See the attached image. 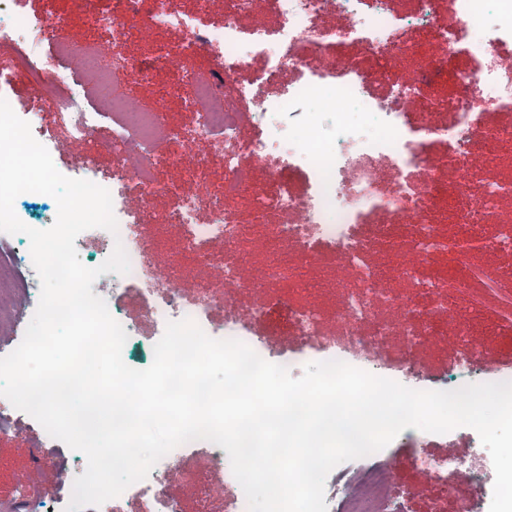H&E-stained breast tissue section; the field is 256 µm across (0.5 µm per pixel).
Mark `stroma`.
I'll return each mask as SVG.
<instances>
[{
    "instance_id": "stroma-1",
    "label": "stroma",
    "mask_w": 512,
    "mask_h": 512,
    "mask_svg": "<svg viewBox=\"0 0 512 512\" xmlns=\"http://www.w3.org/2000/svg\"><path fill=\"white\" fill-rule=\"evenodd\" d=\"M89 36L98 42L119 45L139 61L151 58L156 46L164 44L175 48L184 41L182 32L161 29L148 32L128 28L103 32L93 28ZM121 81L127 99L142 106L165 100L167 116L172 124L182 127L193 125L195 114L183 105L188 89L169 95L165 92L163 78L146 81L135 74L122 76ZM435 324L436 335L427 337L417 350L421 363L430 369H441L460 354L466 344L481 356L491 354L504 361L512 359V328L503 323L499 304L463 315L451 309L438 315ZM41 442L37 428L29 425L19 427L9 437L0 438V501L11 499L15 490L24 485L25 475L40 453ZM390 452L394 457L403 459L419 454L437 456L449 453L466 459L472 453L471 432L461 429L449 438L432 437L423 443L398 438L392 442ZM171 468L169 490L182 501L186 512H201L202 485L209 483L216 487L224 481L223 473L212 470L206 454L198 449L184 452L172 462ZM396 481L412 493L411 512H431L436 505L440 506L441 512H459L462 504L474 498L478 499L481 512H488L493 496L492 490L482 489L477 481L464 475L457 479L453 496H444L441 487L420 467L398 469Z\"/></svg>"
}]
</instances>
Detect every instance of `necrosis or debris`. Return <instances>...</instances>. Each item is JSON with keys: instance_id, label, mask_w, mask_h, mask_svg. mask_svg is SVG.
I'll return each instance as SVG.
<instances>
[{"instance_id": "4bbe7bcc", "label": "necrosis or debris", "mask_w": 512, "mask_h": 512, "mask_svg": "<svg viewBox=\"0 0 512 512\" xmlns=\"http://www.w3.org/2000/svg\"><path fill=\"white\" fill-rule=\"evenodd\" d=\"M271 0L280 20L272 30H248L240 20L254 0H227L222 25L192 24L166 7L156 9L151 27L183 29L180 52L163 49L153 68L167 72L172 90L191 85L186 105L197 116L186 129L161 121L156 111L133 108L118 97L86 101L115 76L136 70L121 50L90 41L84 23L47 6L45 13L0 8V39L11 54L0 70V86L25 77L65 117L60 128L23 113L33 136L51 157L68 156L82 179L106 188L117 232L97 229L103 256L123 245L128 273L98 278L92 286L128 338L157 343L168 322L190 319L214 339H236L262 359L274 361L256 325L271 313L288 320L299 345L320 361L339 360L416 390H451L478 367L489 383L512 382V367L475 363L463 350L443 372L423 367L416 347L436 335L441 312L474 304L482 284L472 271L477 254L492 250L502 264L495 276L512 288V0ZM453 19L440 20L443 10ZM51 41L53 51L37 55L34 42ZM184 66L170 68L171 57ZM266 58V70L239 80L251 56ZM331 66H323V59ZM288 74L272 92L270 81ZM388 74L375 90L377 74ZM236 79L233 96L220 81ZM253 114L260 136L241 128L243 112ZM111 119L108 149L116 164L99 176L84 145L102 119ZM205 139L224 161V187L205 196H180L169 216L177 247L157 262L155 249L132 221L125 202L143 206L177 193L159 165L183 166L182 149ZM163 140L180 152L159 160ZM264 181L270 192L255 191ZM287 216L268 223V213ZM412 213L398 236L388 218ZM459 233L449 236V224ZM224 242V276L205 294L185 290V261L209 262L214 240ZM24 234L0 232V300L33 316L40 281L29 252L19 251ZM318 247L320 266L306 252ZM413 253L418 263L405 264ZM260 272L264 298L254 301L231 285L244 269ZM136 294L145 317L130 315ZM236 307H217L227 299ZM149 330H142V322ZM401 332H394L395 323ZM398 343L396 352L377 356L378 346ZM212 468L224 474V494L210 512H248L244 491L226 451L209 444ZM411 465L427 469L451 490L461 469L478 483H494L486 462L465 464L453 455L416 456ZM169 458L98 512H184L166 489ZM327 512H410L409 493L393 480L386 451L370 464L342 471L326 492Z\"/></svg>"}]
</instances>
